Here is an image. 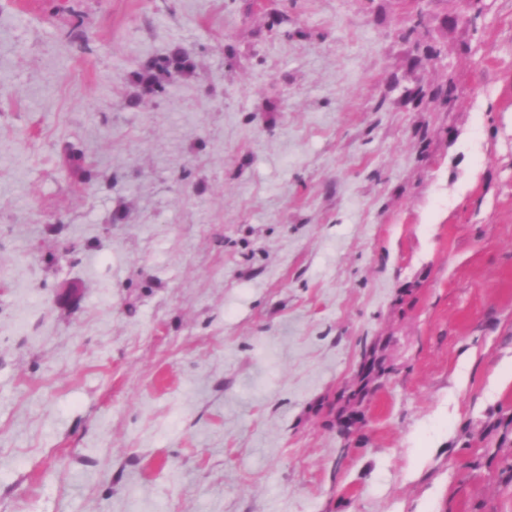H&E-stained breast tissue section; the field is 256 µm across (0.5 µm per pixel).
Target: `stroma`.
Listing matches in <instances>:
<instances>
[{
	"mask_svg": "<svg viewBox=\"0 0 512 512\" xmlns=\"http://www.w3.org/2000/svg\"><path fill=\"white\" fill-rule=\"evenodd\" d=\"M0 512H512V0H0ZM194 68L195 64L189 56L180 50H175L169 56L146 64L140 72L134 75V78L138 83L149 88L159 87L163 78L188 75L193 72Z\"/></svg>",
	"mask_w": 512,
	"mask_h": 512,
	"instance_id": "stroma-1",
	"label": "stroma"
}]
</instances>
